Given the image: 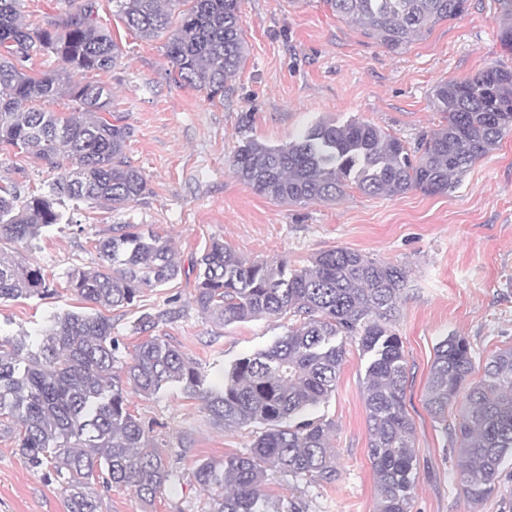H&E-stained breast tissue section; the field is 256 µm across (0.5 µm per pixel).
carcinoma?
<instances>
[{
  "mask_svg": "<svg viewBox=\"0 0 512 512\" xmlns=\"http://www.w3.org/2000/svg\"><path fill=\"white\" fill-rule=\"evenodd\" d=\"M499 42L512 50V0H495ZM115 13L142 38L167 36L175 83L211 100L246 59L239 0H113ZM336 16L392 53L460 17L467 0H325ZM57 56L53 73L27 67L32 54ZM122 56L98 21L96 0L69 7L49 29L24 21L20 0H0V151L32 154L60 170L47 191L23 197L0 185V242L35 246L43 230L71 224L68 203L92 202L117 211L148 190L146 175L127 160L130 128L112 117V92L73 73L114 69ZM66 96L77 111L50 109ZM435 109L445 123L414 147L360 121L319 120L298 139L277 146L248 139L232 160L235 174L273 201L332 202L355 186L370 196L411 190L444 195L473 165L512 133V69L492 64L475 76L437 85ZM101 265L68 274L75 295L97 312H68L41 342L0 336V417L16 432V453L31 469H48L66 512H102L96 486H131L152 504L174 483L150 429L132 414L123 384L149 397L178 385L202 401L226 430L262 427L245 454L199 461L197 484L208 490L210 512H301L262 493L273 473L293 481L332 483L334 424L317 415L333 392L344 343L368 356L364 403L368 455L378 490L377 512H410L417 459L415 425L406 408L409 372L402 340L391 329L405 268L348 248L324 251L300 268L241 257L213 241L195 263L194 302L222 325L255 318H288L269 347L236 359L214 382L175 346L156 336L120 360L119 339L101 313L129 306L146 288L176 279L180 263L159 233L112 226L98 241ZM41 268L0 249V301L51 295ZM474 370L471 345L449 336L434 348L425 407L458 443L463 493L479 505L499 491V474L512 462V347ZM462 400L454 424L448 407Z\"/></svg>",
  "mask_w": 512,
  "mask_h": 512,
  "instance_id": "obj_1",
  "label": "carcinoma"
}]
</instances>
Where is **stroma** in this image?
<instances>
[{"label":"stroma","instance_id":"obj_1","mask_svg":"<svg viewBox=\"0 0 512 512\" xmlns=\"http://www.w3.org/2000/svg\"><path fill=\"white\" fill-rule=\"evenodd\" d=\"M98 5L122 58L112 71L85 78L111 89L112 106L131 130L126 156L146 174L148 190L117 212L81 205L73 223L49 228L37 248L23 251L54 293L1 301L0 334L38 338L57 316L91 312L70 290L67 275L99 265L95 245L115 224L167 235L181 263L174 281L107 310L123 344L120 359L142 340L138 320L150 314L156 318L152 335L213 379L235 359L270 345L288 322L263 318L224 326L201 315L192 264L211 241H224L247 259H284L297 267L334 248L406 267L408 286L393 330L403 342L406 403L415 423L411 512H512V465L502 471L497 495L471 504L458 482L455 442L424 405L439 341L468 338L476 381L492 352L512 346V134L445 195L413 190L372 197L350 188L333 203L291 206L257 193L232 167L245 139L280 145L322 118L372 123L414 145L442 122L432 105L436 85L472 77L494 61L512 67V53L498 39L495 0H468L462 16L399 54L337 18L323 0H241L246 61L223 99L214 101L172 82L164 38L141 39L117 18L112 0ZM57 175L31 155L0 154V184H15L22 195L43 192ZM366 364L358 343L346 342L336 391L319 409L335 424V482L307 485L274 475L265 485L272 499L298 502L303 512H375ZM127 399L179 481L150 507L132 487L102 491V512H210L208 492L192 477L195 464L247 453L255 426L223 429L199 400L175 386L147 398L131 390ZM15 448L13 436L0 429V512H65L60 487L26 467Z\"/></svg>","mask_w":512,"mask_h":512}]
</instances>
